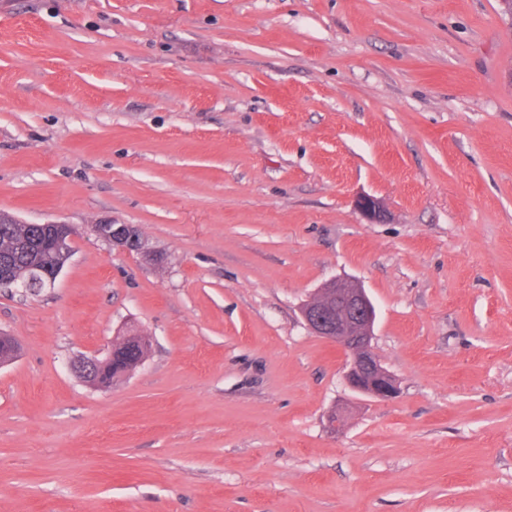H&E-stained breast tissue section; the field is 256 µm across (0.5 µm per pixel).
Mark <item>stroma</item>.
Wrapping results in <instances>:
<instances>
[{"mask_svg": "<svg viewBox=\"0 0 512 512\" xmlns=\"http://www.w3.org/2000/svg\"><path fill=\"white\" fill-rule=\"evenodd\" d=\"M1 212L76 235L0 288V512H512L499 0H0ZM339 276L394 400L304 324ZM133 335L112 386L71 370ZM356 208L369 223H380L385 218L383 203L371 195H363L356 199ZM92 232L99 238L121 249L139 250V230L131 224H94Z\"/></svg>", "mask_w": 512, "mask_h": 512, "instance_id": "1", "label": "stroma"}]
</instances>
